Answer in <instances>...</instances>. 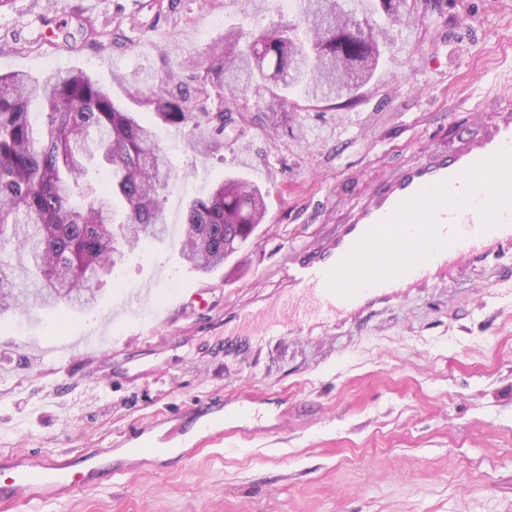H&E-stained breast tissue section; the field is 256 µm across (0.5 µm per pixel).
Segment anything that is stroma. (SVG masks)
Returning <instances> with one entry per match:
<instances>
[{
	"label": "stroma",
	"instance_id": "1",
	"mask_svg": "<svg viewBox=\"0 0 512 512\" xmlns=\"http://www.w3.org/2000/svg\"><path fill=\"white\" fill-rule=\"evenodd\" d=\"M415 0L394 45L352 97L295 94L266 129L270 93L201 83V61L246 25L243 0H11L0 9V73L85 72L114 102L153 119L156 92L189 88L199 111L242 114L241 145L197 152L158 126L174 172L168 231L125 252L89 308L0 315V461L83 463L112 481L74 496L42 491L34 512H512V282L482 266L444 288L376 305L367 328L247 337L240 312L272 304L290 256L334 234L358 196L410 161L454 145L473 106L512 92V0ZM100 29L89 37L88 26ZM250 179L267 212L247 245L202 274L183 261L188 205L225 177ZM142 289L138 311L111 307ZM99 350L83 349L87 334ZM66 367H59V359ZM225 406L221 439L195 414ZM251 408L240 437L237 407ZM159 451L113 459L133 431ZM182 446L165 458L161 449Z\"/></svg>",
	"mask_w": 512,
	"mask_h": 512
}]
</instances>
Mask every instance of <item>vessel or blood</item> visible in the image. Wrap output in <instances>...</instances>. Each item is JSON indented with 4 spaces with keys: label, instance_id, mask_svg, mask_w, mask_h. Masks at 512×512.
Returning <instances> with one entry per match:
<instances>
[{
    "label": "vessel or blood",
    "instance_id": "vessel-or-blood-1",
    "mask_svg": "<svg viewBox=\"0 0 512 512\" xmlns=\"http://www.w3.org/2000/svg\"><path fill=\"white\" fill-rule=\"evenodd\" d=\"M480 109L493 120L367 191L336 234L289 259L288 317L263 323L265 335L358 324L375 305L490 258L494 276H512V95ZM100 477L54 461L9 467L0 501L28 512L37 489L74 494Z\"/></svg>",
    "mask_w": 512,
    "mask_h": 512
}]
</instances>
